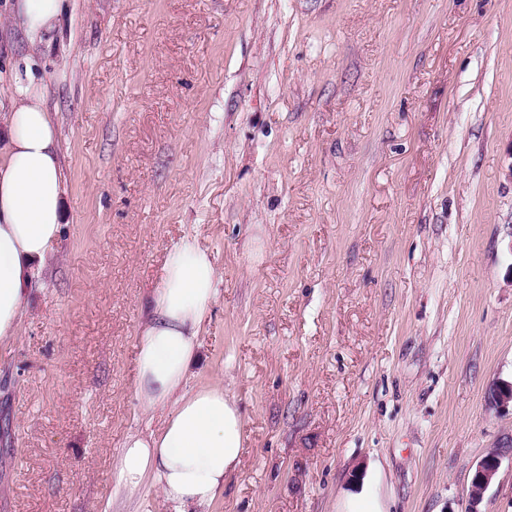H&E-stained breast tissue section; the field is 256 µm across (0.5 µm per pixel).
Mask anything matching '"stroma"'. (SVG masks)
Instances as JSON below:
<instances>
[{"mask_svg": "<svg viewBox=\"0 0 512 512\" xmlns=\"http://www.w3.org/2000/svg\"><path fill=\"white\" fill-rule=\"evenodd\" d=\"M0 0V103L45 89L64 234L0 349V512H165L116 489L137 338L193 234L241 464L208 512H466L512 436V0ZM14 14L35 44L49 33L63 10L65 0H15ZM500 455L493 454L486 457L477 467L472 479L467 512H480L478 505L482 501L485 490L499 469Z\"/></svg>", "mask_w": 512, "mask_h": 512, "instance_id": "stroma-1", "label": "stroma"}]
</instances>
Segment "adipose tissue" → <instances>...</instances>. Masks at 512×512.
<instances>
[{
  "instance_id": "obj_1",
  "label": "adipose tissue",
  "mask_w": 512,
  "mask_h": 512,
  "mask_svg": "<svg viewBox=\"0 0 512 512\" xmlns=\"http://www.w3.org/2000/svg\"><path fill=\"white\" fill-rule=\"evenodd\" d=\"M63 3L16 0L14 14L36 43L53 29ZM0 127V344H8L54 257L66 174L44 89L31 74L14 75ZM218 281L211 252L184 236L167 252L152 313L138 334L135 398L145 416L160 422L126 437L112 473L129 493L155 488L167 512H204L223 492L244 445V424L223 382L188 386L205 319L219 298Z\"/></svg>"
}]
</instances>
